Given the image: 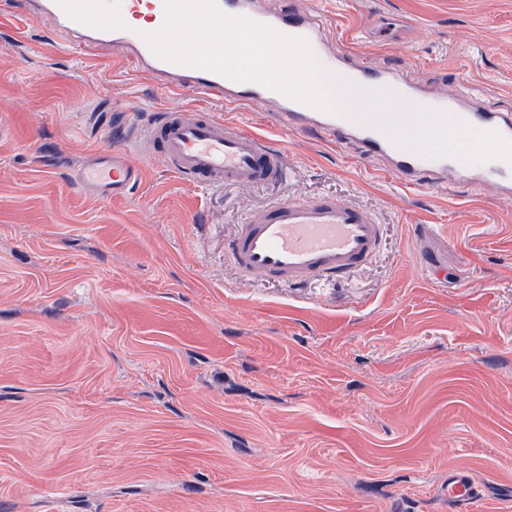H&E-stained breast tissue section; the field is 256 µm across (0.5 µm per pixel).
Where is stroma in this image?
Returning <instances> with one entry per match:
<instances>
[{"label":"stroma","instance_id":"35a3bbf8","mask_svg":"<svg viewBox=\"0 0 512 512\" xmlns=\"http://www.w3.org/2000/svg\"><path fill=\"white\" fill-rule=\"evenodd\" d=\"M337 47L512 112V0H313ZM193 106L105 55L0 27V512H512V198L406 189L275 136L281 180L195 188L147 161L71 184L124 103ZM330 195L382 240L348 277H243L252 210ZM127 156L125 146L99 152L74 170V183L103 200L126 197L142 177L141 168L131 164ZM475 476L467 470L451 466L448 468V485L441 489V494L448 503L461 510H467L475 496Z\"/></svg>","mask_w":512,"mask_h":512}]
</instances>
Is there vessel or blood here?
<instances>
[{
    "instance_id": "obj_1",
    "label": "vessel or blood",
    "mask_w": 512,
    "mask_h": 512,
    "mask_svg": "<svg viewBox=\"0 0 512 512\" xmlns=\"http://www.w3.org/2000/svg\"><path fill=\"white\" fill-rule=\"evenodd\" d=\"M221 11L243 15L291 37L306 39L323 72L369 90L389 88L433 112L512 140V113L487 106L463 92L408 79L353 52L339 51L324 35L311 9L285 7L282 0H217ZM48 24L49 37L63 36L82 53L110 47L127 72L159 90L193 92L225 106L264 112L284 132L313 133L333 145L352 146L358 157L392 176L403 187L430 184L487 186L512 195V163L480 164L434 158L406 148L395 137L357 121L350 113L322 112L256 82H238L217 72L176 64L156 56L143 39L165 22V0H0V24ZM130 134L148 143L155 157L182 181L197 187L262 186L284 172L282 154L265 135L215 116L210 110L168 109L147 123L132 122ZM140 167L124 148L100 152L73 173L75 184L104 200L127 196L140 183ZM381 224L367 209L333 196L276 201L247 215L225 248V258L243 275L299 286L344 275L374 258ZM475 476L452 466L441 494L466 508L475 496Z\"/></svg>"
}]
</instances>
